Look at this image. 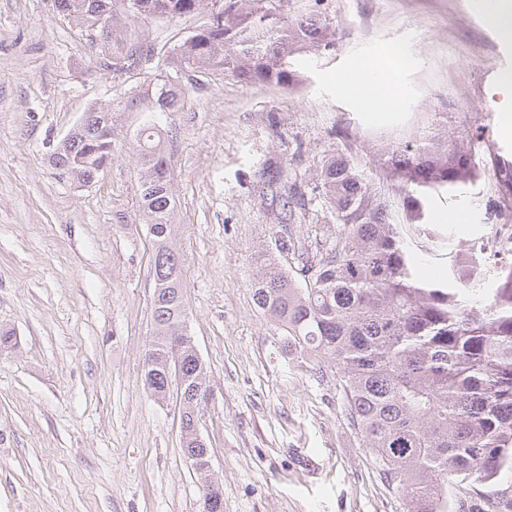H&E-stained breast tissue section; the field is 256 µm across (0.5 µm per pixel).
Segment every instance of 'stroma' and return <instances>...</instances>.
I'll list each match as a JSON object with an SVG mask.
<instances>
[{
    "label": "stroma",
    "instance_id": "obj_1",
    "mask_svg": "<svg viewBox=\"0 0 512 512\" xmlns=\"http://www.w3.org/2000/svg\"><path fill=\"white\" fill-rule=\"evenodd\" d=\"M312 5L335 27L336 49L302 61L306 83L286 90L218 73L179 79L164 51L197 17L119 19L158 55L109 73L54 0H0V327L16 334L0 351V512H203L179 404L156 401L143 377L154 281L129 105L165 77L183 91L182 110L160 126L190 334L215 391L200 432L224 512H404L360 448L335 380L318 379L313 358L279 352L281 329L253 302L254 258L274 251L276 230L257 174L274 159L310 181L321 155L339 152L379 180L386 147L434 126L450 141L483 127L512 159L493 92L512 72V45L470 0H286L283 10ZM399 45L414 61L395 69L396 107L365 112L340 90L343 77ZM109 106L119 112L110 167L86 187L60 179L52 150L85 112ZM494 183L482 169L475 184L433 197L418 224L382 183L420 282L487 232ZM451 210L467 223H442Z\"/></svg>",
    "mask_w": 512,
    "mask_h": 512
}]
</instances>
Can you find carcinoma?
Instances as JSON below:
<instances>
[{"label":"carcinoma","mask_w":512,"mask_h":512,"mask_svg":"<svg viewBox=\"0 0 512 512\" xmlns=\"http://www.w3.org/2000/svg\"><path fill=\"white\" fill-rule=\"evenodd\" d=\"M131 17L191 16L209 7L208 28L178 44V62L194 72L219 70L245 85L301 86V58L336 50L335 31L311 11L289 18L281 0H132ZM110 0H57L63 17L83 29L103 19ZM101 52L143 63L155 47L116 37ZM172 85L139 107L133 138L143 169L141 202L154 227L152 341L144 382L164 400L171 390L192 402L204 362L181 358V386L160 359L182 322L183 257L175 225L169 165L157 112H176ZM112 110L89 111L51 158L54 167L98 177L112 155ZM484 129L467 128L458 142L432 131L381 155L383 178L404 195L406 219L420 221L429 197L480 176L471 143ZM497 200L491 231L448 264L442 279L421 284L389 205L354 160L334 152L319 161L312 183L280 192L284 168L262 172L276 208V254L256 258L255 306L283 327L278 347L307 353L319 378L336 376L346 420L383 478L404 496L406 512H512V160L485 142ZM311 276H306L308 271ZM182 452L203 455L198 414L181 410Z\"/></svg>","instance_id":"obj_1"}]
</instances>
